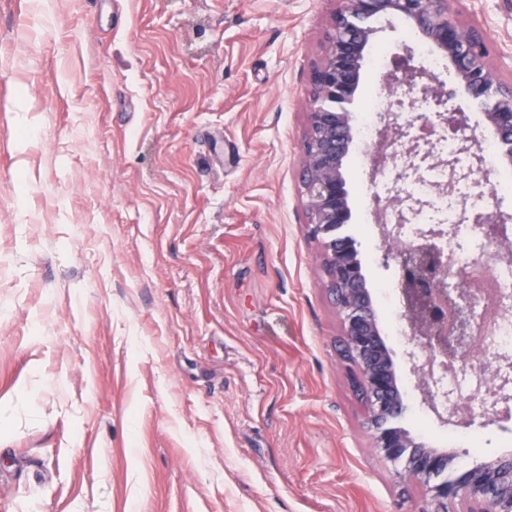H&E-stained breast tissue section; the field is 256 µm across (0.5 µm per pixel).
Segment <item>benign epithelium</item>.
Segmentation results:
<instances>
[{"label": "benign epithelium", "mask_w": 512, "mask_h": 512, "mask_svg": "<svg viewBox=\"0 0 512 512\" xmlns=\"http://www.w3.org/2000/svg\"><path fill=\"white\" fill-rule=\"evenodd\" d=\"M322 59L314 66L310 110L303 143L302 178L306 189L309 235L322 243L324 287L342 324L345 356L355 368L353 383L366 406L371 447L388 462L404 465L415 480L427 487L430 512H448V503L461 500L466 512H512V457L494 459L462 473L451 470L455 452L431 448L399 425L405 412L403 391L378 316L366 285L356 242L343 232L352 221L344 162L353 142V103L361 82L362 62L375 33L373 22L401 18L419 36L448 59L455 78L471 103L483 111L501 157L512 163V82L503 81L489 64L483 34L465 28L448 10V0H337ZM396 72L406 87L404 96L391 102L396 112H411L423 103L426 112L417 122L402 125L385 115L377 141L368 152L369 175L374 179L389 160L399 157L395 179H420L432 166L448 167L451 189L479 173L459 167L460 156L473 155L476 141L465 139L457 153L442 157L435 150L446 135L468 124V115L454 104L455 89L421 83L424 69L411 54L398 57ZM377 223L386 242L399 240V228L411 223L430 205L426 198H373ZM472 223L490 240L493 256L511 248L504 214L494 208H472ZM456 240L450 224H426L420 242L401 251H385L399 266V290L412 347L410 373L422 393V402L444 426L471 424L474 412L460 407L448 393L433 388L448 368L465 360L473 349L472 326L448 302V279L460 280L459 294L471 301L485 293L480 282L465 277L448 264V250ZM512 357L482 351L479 368L494 371L496 383L481 397L480 417L486 422L512 418V376L501 373Z\"/></svg>", "instance_id": "benign-epithelium-1"}]
</instances>
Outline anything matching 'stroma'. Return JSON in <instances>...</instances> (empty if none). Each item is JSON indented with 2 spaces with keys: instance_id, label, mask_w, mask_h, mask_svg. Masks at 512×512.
I'll list each match as a JSON object with an SVG mask.
<instances>
[{
  "instance_id": "obj_1",
  "label": "stroma",
  "mask_w": 512,
  "mask_h": 512,
  "mask_svg": "<svg viewBox=\"0 0 512 512\" xmlns=\"http://www.w3.org/2000/svg\"><path fill=\"white\" fill-rule=\"evenodd\" d=\"M334 0H0V512H421L369 446L306 233ZM512 79V0H448ZM391 57L424 42L375 24ZM345 178L407 407L395 263Z\"/></svg>"
}]
</instances>
